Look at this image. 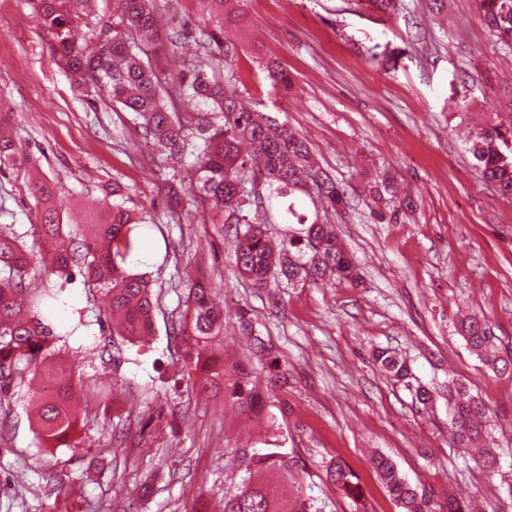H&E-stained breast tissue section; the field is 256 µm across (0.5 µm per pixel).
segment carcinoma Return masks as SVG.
<instances>
[{
	"instance_id": "carcinoma-1",
	"label": "carcinoma",
	"mask_w": 512,
	"mask_h": 512,
	"mask_svg": "<svg viewBox=\"0 0 512 512\" xmlns=\"http://www.w3.org/2000/svg\"><path fill=\"white\" fill-rule=\"evenodd\" d=\"M205 26L164 35L159 27L157 0H114L112 34L107 51L88 49L72 40V31L88 15L73 0H32L38 25L46 37L49 53L69 76L82 97L95 102L99 91L107 93L112 110L126 112L140 122L153 142L169 156L192 160L189 183L175 180L169 188L168 212L179 217L184 195L189 193L208 205L212 224H233L235 258L239 271L257 288L281 283L318 284L328 277L351 284L359 282L357 266L330 228L329 215L346 203L341 186L313 160L299 133L283 122L245 105L240 78L224 70V61L235 56L236 44L224 39V28L241 20L242 0H202ZM487 27L507 48H512V0H480ZM191 37L198 53L178 62V73L169 79L157 58L175 56L182 40ZM267 80L288 88V72L273 59L265 62ZM189 107L178 111L177 104ZM468 152L483 178L500 195L512 199V122L485 126L468 137ZM32 158L12 139L0 136V168L25 170ZM28 191L37 201H48L49 181L32 178ZM308 196L313 219L297 208L296 193ZM33 233L48 241L63 236L60 215L46 206L36 214ZM145 218L127 206L121 187L112 185V204L100 217L86 222L83 233L68 244L35 253L21 236L0 227V392L14 388L32 390L37 414L32 426L46 448L65 444L75 430L81 406L71 384L35 388L46 351L54 340L72 336L85 326L55 328L52 316L67 306L63 286H42L30 291L32 307L21 299L25 279L37 268L65 281L70 269L82 272L92 289L110 296L106 311L93 312L98 325L133 344L152 335L154 298L149 281L130 272L136 253L139 225ZM269 224H296L278 241L269 235ZM208 283L196 278L188 284L185 315L173 328L180 338L182 357L190 365L188 376L207 394L220 395L242 412L260 414L265 406L258 373L247 368H224L221 345L224 312L210 301ZM463 338L483 357L495 373L512 372V352L493 342L487 324L470 319L462 324ZM251 350L265 360L266 383L283 388L287 373L278 356L260 336ZM374 358L395 382L413 393L426 410L431 392L415 382L406 362L380 348ZM448 434L452 447L467 452L485 433L487 410L465 385H448ZM246 473L234 492L224 497V512H317L306 496L303 482L307 470L296 453L277 442L258 450L242 449ZM387 493L400 512H437L430 498L406 481L387 456L371 459ZM326 477L344 497L358 500L361 486L356 475L338 461L325 465Z\"/></svg>"
}]
</instances>
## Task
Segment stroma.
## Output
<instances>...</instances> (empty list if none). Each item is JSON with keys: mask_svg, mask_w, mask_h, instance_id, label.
<instances>
[{"mask_svg": "<svg viewBox=\"0 0 512 512\" xmlns=\"http://www.w3.org/2000/svg\"><path fill=\"white\" fill-rule=\"evenodd\" d=\"M242 10L230 65L253 108L304 135L347 190L350 206L332 223L363 284L253 287L238 273L232 237L204 223L202 207L168 218L171 163L144 129L109 103L82 102L30 0H0V103L12 107L15 139L35 160L30 171L0 172V225L44 249L31 234L41 205L30 175L55 179L49 204L71 231L104 211L121 182L131 207L155 219L133 269L159 297L149 344L120 343L119 365L84 351L88 337L109 336L95 324L52 344L49 368L69 362L75 385L103 393L89 399L69 445L41 446L24 389L0 399V512H223L239 480L235 449L273 436L305 462L318 512H352L325 476L333 458L358 476L364 512H399L369 464L375 450L438 505L456 496L482 512H512V374L489 370L459 324L479 318L499 347L512 348V199L482 180L464 137L512 118V49L486 27L479 0H448L443 16L425 0H403L391 18L361 0H244ZM375 45L400 51L396 70L370 57ZM266 57L288 71L289 89L266 81ZM457 89L471 102L465 121ZM385 173L411 209L392 212L374 196ZM203 274L224 308L225 365L257 362L238 328L243 307L290 373L260 416L227 409L189 382L173 327L188 277ZM378 347L432 392L429 411L379 369ZM454 379L488 410L493 476L450 445Z\"/></svg>", "mask_w": 512, "mask_h": 512, "instance_id": "obj_1", "label": "stroma"}]
</instances>
